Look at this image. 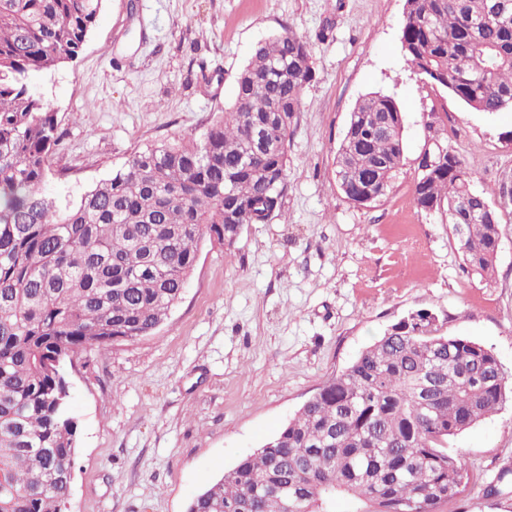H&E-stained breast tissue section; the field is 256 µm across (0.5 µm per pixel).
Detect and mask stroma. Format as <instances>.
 <instances>
[{
	"mask_svg": "<svg viewBox=\"0 0 512 512\" xmlns=\"http://www.w3.org/2000/svg\"><path fill=\"white\" fill-rule=\"evenodd\" d=\"M405 0H105L78 58L30 88L63 134L45 193L61 201L134 152L202 133L235 98L254 46L306 37L312 79L288 138L282 216L233 246L204 240L155 335L68 368L80 434L69 512H186L192 495L272 438L323 383L412 313L490 349L512 382V213L495 272L468 273L451 228L417 209L418 160L438 139L477 192L512 185V109L470 110L401 50ZM391 96L404 156L387 196L349 202L334 158L356 103ZM435 113L432 130L422 117ZM470 484L442 512H512L483 487L512 467V400L451 437Z\"/></svg>",
	"mask_w": 512,
	"mask_h": 512,
	"instance_id": "35a3bbf8",
	"label": "stroma"
}]
</instances>
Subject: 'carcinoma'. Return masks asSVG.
I'll list each match as a JSON object with an SVG mask.
<instances>
[{"mask_svg":"<svg viewBox=\"0 0 512 512\" xmlns=\"http://www.w3.org/2000/svg\"><path fill=\"white\" fill-rule=\"evenodd\" d=\"M104 0H0V512H66L78 423L66 365L87 350L152 336L181 300L200 243L232 245L241 224L281 215L288 137L311 81L309 44L260 41L236 95L200 135L136 151L64 203L47 196L62 142L30 76L74 61ZM408 64L476 112L512 109V0H405ZM391 128L372 132L380 119ZM267 147L253 155L251 132ZM404 154L403 118L360 99L334 174L360 205L385 196ZM414 202L451 225L466 268L494 272L502 217L462 159L433 144ZM509 388L493 352L438 333L418 311L329 378L261 448L199 490L186 512H441L467 485L447 442L495 413Z\"/></svg>","mask_w":512,"mask_h":512,"instance_id":"carcinoma-1","label":"carcinoma"}]
</instances>
